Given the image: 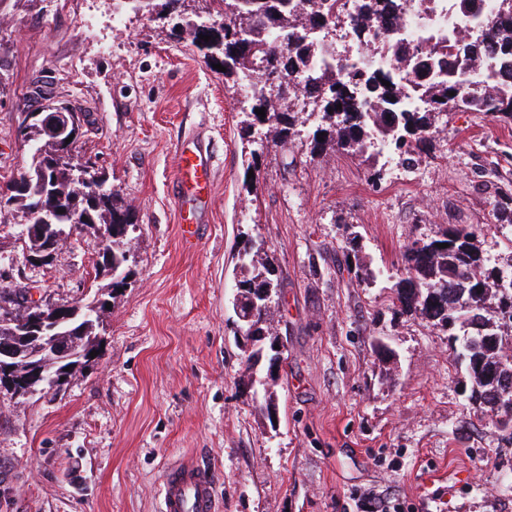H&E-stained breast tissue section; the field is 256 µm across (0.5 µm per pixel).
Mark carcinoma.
Returning a JSON list of instances; mask_svg holds the SVG:
<instances>
[{"instance_id": "1", "label": "carcinoma", "mask_w": 512, "mask_h": 512, "mask_svg": "<svg viewBox=\"0 0 512 512\" xmlns=\"http://www.w3.org/2000/svg\"><path fill=\"white\" fill-rule=\"evenodd\" d=\"M218 6L221 17L222 65L225 83L244 91L241 113L243 131L253 138L257 127L266 126L274 145L284 146L301 136L305 121L313 118L307 133L310 158L328 151L360 157L365 162L377 158L374 141L384 142L391 153L412 164L425 152L439 118L448 112V100L463 112L489 114L504 122L512 121V70L490 72L478 81L474 75L484 54L512 64V0H454V10L468 19L470 28L482 38L456 47L457 30L439 28L423 40L401 37L398 21L406 11L407 0H356V23L345 21L356 39L373 43L382 65L362 64L363 53L346 55L351 64L336 68L319 63L322 56L336 57L324 37L316 32L328 17L341 18L336 0H207ZM192 44L204 59L211 58L212 42L199 38L202 25H191ZM277 64L288 80L298 79L290 95L276 91L265 77L264 66ZM390 82L385 86L382 81ZM341 108H336V105ZM265 108V116L256 110ZM324 141H318V135ZM27 147L30 164L20 174L25 189L14 184L0 188V204L14 203L29 224H54L65 236L81 233L83 226L112 230V238L100 240L104 255L95 261V276L101 275L100 262L110 259V287L124 284L131 274L135 214L122 204L120 191L99 176L95 187L75 180L64 148L40 124L29 126ZM45 196L51 207L35 215L28 197ZM357 236L347 237L343 265L376 281L377 275L359 255ZM477 230L453 225L435 238L421 239L403 252L402 277L392 287L391 310L411 313L434 326L455 331L457 354L464 356L470 383L472 408L481 415L505 417L512 423V404L498 403L490 377L512 373V338L491 328L486 303L497 300V313L512 324V265L504 268L485 256L476 245ZM448 247L439 248L437 244ZM236 292L233 308L237 317L249 319L259 337L247 360L266 355L271 347L284 342L273 325V308L280 295L275 268L251 242L238 251L235 264ZM27 288H1L0 304H9L16 317L28 320ZM74 325L77 349L99 350V319L79 315ZM17 334L0 331V341L18 345L15 360L20 374L35 363H42L50 377L56 368L40 355L39 338L22 340Z\"/></svg>"}]
</instances>
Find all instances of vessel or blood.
<instances>
[{"instance_id": "vessel-or-blood-1", "label": "vessel or blood", "mask_w": 512, "mask_h": 512, "mask_svg": "<svg viewBox=\"0 0 512 512\" xmlns=\"http://www.w3.org/2000/svg\"><path fill=\"white\" fill-rule=\"evenodd\" d=\"M214 160L207 149L195 142L184 144L178 153L176 193L179 205L190 217L182 224V237L198 236L195 215L210 196ZM162 512H220L214 471L195 460L169 466L161 480Z\"/></svg>"}]
</instances>
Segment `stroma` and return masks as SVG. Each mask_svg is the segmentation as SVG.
Masks as SVG:
<instances>
[{
	"instance_id": "35a3bbf8",
	"label": "stroma",
	"mask_w": 512,
	"mask_h": 512,
	"mask_svg": "<svg viewBox=\"0 0 512 512\" xmlns=\"http://www.w3.org/2000/svg\"><path fill=\"white\" fill-rule=\"evenodd\" d=\"M0 0V185L29 163L20 113L42 98L88 112L77 144L135 212L136 266L102 315L100 357L67 389L0 392V512H161L163 470L184 458L217 475L221 512H512V444L477 415L446 331L393 314L405 247L448 224L478 230L512 264V124L450 110L418 163L380 168L257 141L246 190L240 107L175 15L123 0ZM121 25H114V17ZM214 158L201 234L185 243L177 150ZM378 270L338 269L344 223ZM21 212L0 209V284L76 301L94 275L93 229L32 266ZM260 245L281 283L288 360L270 422L244 389L247 346L231 308L235 256ZM384 341L397 357L382 361Z\"/></svg>"
}]
</instances>
